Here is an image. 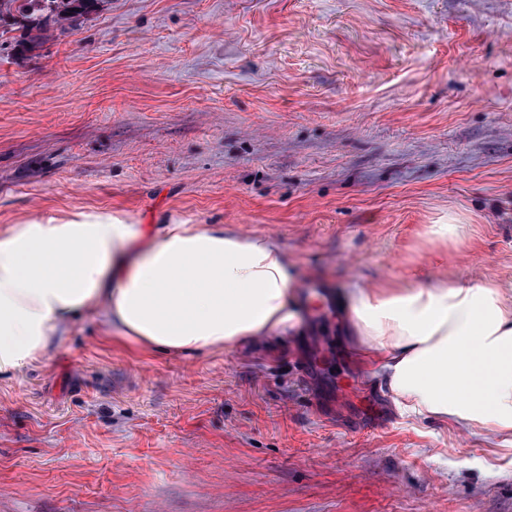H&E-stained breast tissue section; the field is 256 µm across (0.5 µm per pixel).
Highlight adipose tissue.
Instances as JSON below:
<instances>
[{"label":"adipose tissue","mask_w":512,"mask_h":512,"mask_svg":"<svg viewBox=\"0 0 512 512\" xmlns=\"http://www.w3.org/2000/svg\"><path fill=\"white\" fill-rule=\"evenodd\" d=\"M113 216L33 219L0 233V374L43 362L55 336L103 312L148 351L239 347L293 327L300 283L284 250L223 227L169 224L144 247ZM347 331L403 415L512 436V297L481 278L350 290Z\"/></svg>","instance_id":"ef3b65f1"}]
</instances>
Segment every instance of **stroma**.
I'll list each match as a JSON object with an SVG mask.
<instances>
[{"instance_id": "stroma-1", "label": "stroma", "mask_w": 512, "mask_h": 512, "mask_svg": "<svg viewBox=\"0 0 512 512\" xmlns=\"http://www.w3.org/2000/svg\"><path fill=\"white\" fill-rule=\"evenodd\" d=\"M80 214L272 238L299 322L185 356L69 321L0 377V512H512V438L400 416L330 298L512 286V0H103L1 49L0 233Z\"/></svg>"}]
</instances>
